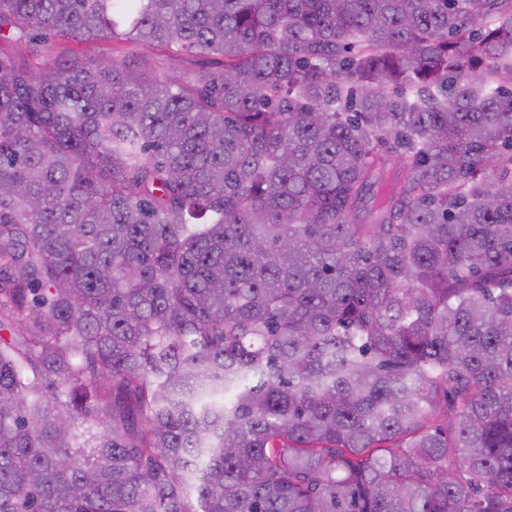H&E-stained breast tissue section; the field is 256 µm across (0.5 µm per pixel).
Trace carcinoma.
I'll return each mask as SVG.
<instances>
[{"label": "carcinoma", "mask_w": 512, "mask_h": 512, "mask_svg": "<svg viewBox=\"0 0 512 512\" xmlns=\"http://www.w3.org/2000/svg\"><path fill=\"white\" fill-rule=\"evenodd\" d=\"M2 43L0 512H512V0H0ZM129 46V43L120 37L112 40H102L96 43H75L60 42L53 46L54 52H76L86 56H94L101 53H112V50L123 51Z\"/></svg>", "instance_id": "cac0c4a2"}]
</instances>
